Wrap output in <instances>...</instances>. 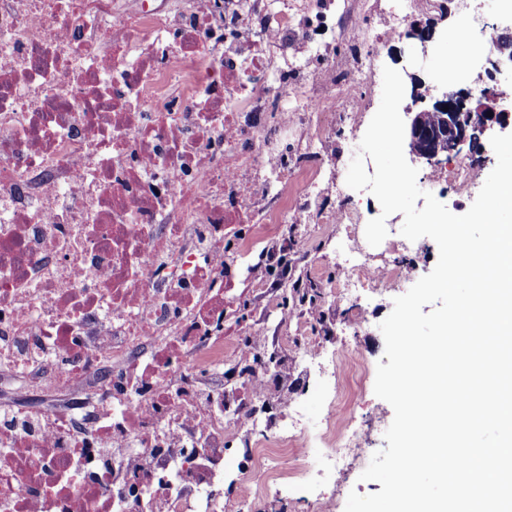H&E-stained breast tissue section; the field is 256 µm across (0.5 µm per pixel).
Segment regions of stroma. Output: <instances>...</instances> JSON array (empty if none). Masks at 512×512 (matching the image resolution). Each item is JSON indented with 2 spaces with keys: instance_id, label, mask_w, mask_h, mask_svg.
<instances>
[{
  "instance_id": "stroma-1",
  "label": "stroma",
  "mask_w": 512,
  "mask_h": 512,
  "mask_svg": "<svg viewBox=\"0 0 512 512\" xmlns=\"http://www.w3.org/2000/svg\"><path fill=\"white\" fill-rule=\"evenodd\" d=\"M413 24L433 26L435 34L428 44L427 54H420L418 42L414 39H391L387 41L377 68L365 77L366 90L363 94L361 122L369 124L377 111L382 95V69L389 66L402 75H414L423 88L438 85L439 74L447 61L459 54L460 49L449 43L446 30L453 20L448 16L420 13L413 17ZM482 151L477 164L470 170V187L466 194L457 195L450 182H440L432 190L433 196L456 215L466 213L475 201L487 176L494 169L497 158L489 139H482ZM388 235L376 247H367L371 259L393 258L395 250H402L410 269L408 278L388 286L386 290H362L354 304L336 303L324 298L322 309L326 314L323 321L308 319L302 313L288 317L284 314L282 302L289 296L298 280L304 279L309 271H316L324 288L336 286L338 275L333 265L331 251L337 240L345 238L350 231L344 224H241L236 228L235 238L229 239L226 248L234 250L239 239H277L280 247L288 251V262L284 265H269L263 248L255 246L246 261L239 267L234 288L228 292L227 317L224 336L228 356L224 360L225 370H232L233 356L238 351L239 338L244 330H251L264 336L269 350L291 347L297 336L309 337L322 346L323 352L341 357L345 361L340 384L346 391L341 411L342 420L352 422L360 429V447L367 453L356 462L338 481L317 480L313 485L314 494L333 498L337 512H344L350 492L368 495L380 491V483L362 480L361 474L368 466L371 451L385 448L384 434L390 426L394 412L386 401L374 393V382L378 363L383 360L385 342L379 329L393 309L394 298L405 294L421 277L430 273L439 257L436 242L428 237L409 241L401 233L404 217L395 213L389 217ZM263 273L267 285L257 288L253 285L256 273ZM364 318L362 328L352 326L353 314Z\"/></svg>"
}]
</instances>
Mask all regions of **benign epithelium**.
Wrapping results in <instances>:
<instances>
[{"instance_id": "7a95c632", "label": "benign epithelium", "mask_w": 512, "mask_h": 512, "mask_svg": "<svg viewBox=\"0 0 512 512\" xmlns=\"http://www.w3.org/2000/svg\"><path fill=\"white\" fill-rule=\"evenodd\" d=\"M495 51L498 58H487L489 67L485 68V74L489 82L484 84L477 101H472L466 91H453L443 93L428 107L404 110L412 159L431 164L442 156L461 154L465 147L473 145L477 136L497 128L512 127V112L504 107L506 103L512 105V99L498 92L495 77L503 61H508L512 67V37L503 36L495 45Z\"/></svg>"}]
</instances>
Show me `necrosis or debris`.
<instances>
[{
    "mask_svg": "<svg viewBox=\"0 0 512 512\" xmlns=\"http://www.w3.org/2000/svg\"><path fill=\"white\" fill-rule=\"evenodd\" d=\"M233 0L159 9L154 0H0V502L15 512H231L224 485L301 477L305 442L266 439L264 406L287 403L288 360L243 383L224 365V293L251 247L224 254L229 228L258 221L364 224L358 191L316 208L332 160L326 127L356 121L357 87L383 54L374 40L340 61L312 37L335 0ZM468 0H387L401 37L415 12ZM303 105L286 107L289 94ZM298 132L294 160L284 146ZM333 297L404 276L337 254ZM251 386L256 399L239 395ZM245 431L244 452L227 445ZM322 470L356 457L328 414Z\"/></svg>",
    "mask_w": 512,
    "mask_h": 512,
    "instance_id": "4bbe7bcc",
    "label": "necrosis or debris"
}]
</instances>
